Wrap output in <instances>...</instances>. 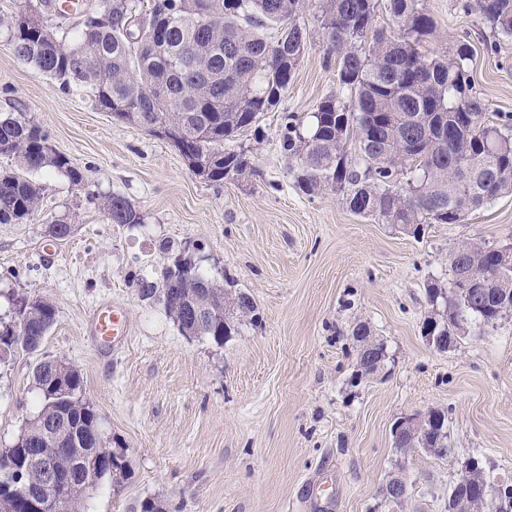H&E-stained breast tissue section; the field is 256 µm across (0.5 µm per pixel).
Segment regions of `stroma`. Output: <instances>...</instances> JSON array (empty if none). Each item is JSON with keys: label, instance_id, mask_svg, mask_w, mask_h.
Segmentation results:
<instances>
[{"label": "stroma", "instance_id": "stroma-1", "mask_svg": "<svg viewBox=\"0 0 512 512\" xmlns=\"http://www.w3.org/2000/svg\"><path fill=\"white\" fill-rule=\"evenodd\" d=\"M421 2L434 22L422 53L469 40L473 90L489 121L512 132V39L496 40L478 0ZM299 22L310 44L287 95L262 115L260 133L238 138L253 171L221 185L193 175L167 140L114 121L88 92L62 91L15 55L0 26V113H30L85 180L77 187L0 155V172L41 193L27 220L0 224V319L21 295L56 308L40 352L0 356V448L40 407L37 362L74 365L104 440L126 448L130 465L121 486L100 483L89 512H139L148 497L169 512H448L460 461L475 456L491 475L512 478V315L494 327L469 319L445 352L423 334L426 286L450 281L452 254L472 241L512 243V195L415 238L352 213L333 192L302 194L280 146L283 117L314 111L339 86L313 0ZM112 193L142 223H108L97 199ZM62 218L72 234L50 239ZM166 240L194 250L205 274L250 293L257 321L219 347L183 335L160 304L140 299L136 278L158 279ZM104 303L129 328L107 347L87 324ZM360 323L387 356L358 380ZM431 409L448 416V456L401 455L395 423ZM401 468L408 495L397 506L382 489Z\"/></svg>", "mask_w": 512, "mask_h": 512}]
</instances>
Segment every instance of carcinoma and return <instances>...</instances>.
Instances as JSON below:
<instances>
[{
    "label": "carcinoma",
    "mask_w": 512,
    "mask_h": 512,
    "mask_svg": "<svg viewBox=\"0 0 512 512\" xmlns=\"http://www.w3.org/2000/svg\"><path fill=\"white\" fill-rule=\"evenodd\" d=\"M327 54L336 56L339 94L326 96L307 117L285 116L281 148L295 163L296 187L305 195L342 196L355 214L371 216L413 237L426 224H453L465 214L512 194V137L485 120L486 105L472 92V49L459 40L443 56L420 51L434 24L419 0H386L393 26L373 25L378 0H317ZM50 0H20L7 19L15 54L60 87L86 89L96 107L117 122L150 135H176L197 159L214 155L195 172L221 185L224 170L239 180L252 171L248 151L226 147L275 110L288 92L310 37L296 17L302 0H98L78 13L75 40L67 43L33 20ZM491 30L512 38V0H480ZM0 154L29 171L65 174L80 186L82 174L48 144L43 127L25 112L0 113ZM467 156L468 165L459 163ZM40 188L10 172L0 173V224L20 223L39 208ZM103 210L111 224H140L129 201L112 194ZM499 252L469 243L451 257V267L469 271L466 283L437 281L426 288L430 306L444 307L441 335L456 336L467 318L494 325L512 314V277L502 288H483L503 278ZM144 300L162 304L185 336L217 345L256 322L252 297L229 291L199 269L161 280L137 278ZM54 305L21 296L11 322H0V354L19 347L36 352L55 322ZM356 375L385 365L386 346L358 324ZM41 407L25 422L15 443L0 450V478L10 471L50 463L70 484L67 512H88L85 491L104 477L114 485L130 474L120 462L107 467L115 449L102 437L99 415L83 393L79 370L63 358H43L33 369ZM446 425L432 410L419 428L395 439L406 455L423 450L448 455V440L431 431ZM460 472L448 493L455 512H485L512 501V480L490 475L478 458Z\"/></svg>",
    "instance_id": "1"
}]
</instances>
